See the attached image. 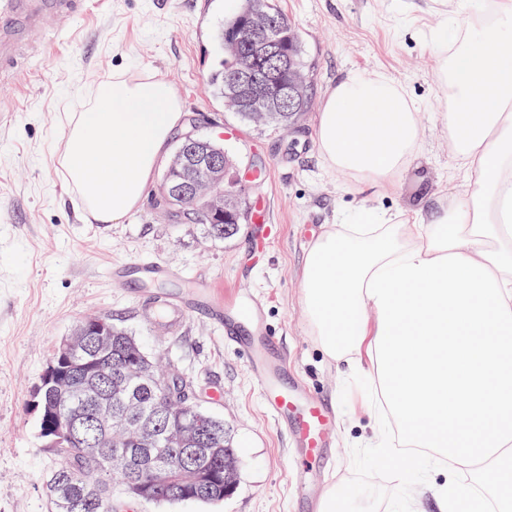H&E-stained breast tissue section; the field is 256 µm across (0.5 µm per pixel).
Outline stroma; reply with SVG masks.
I'll list each match as a JSON object with an SVG mask.
<instances>
[{
  "label": "stroma",
  "mask_w": 512,
  "mask_h": 512,
  "mask_svg": "<svg viewBox=\"0 0 512 512\" xmlns=\"http://www.w3.org/2000/svg\"><path fill=\"white\" fill-rule=\"evenodd\" d=\"M295 24L313 71L308 112L288 130L239 123L213 97L212 74L224 53L215 33L224 0H88L65 31L47 20V35L16 70L0 74V512H51L47 476L54 464L41 436L37 387L52 351L85 315L112 319L145 351L193 381L196 403L223 419L239 455V484L220 503L130 504L128 512H313L310 494L348 485V512H441L433 494L443 476L428 460L422 477L379 462V437L395 426L373 412L360 371L341 372L313 336L303 306L301 266L325 225L360 200L419 208L454 183L448 131L440 114L445 92L434 68L431 34L476 16L483 0H274ZM147 72L178 91L196 134L223 143L245 172L247 206L264 201L280 234L256 260L248 245L254 224L222 242L158 207L161 174L142 203L119 224L94 222L58 166L68 113L112 75ZM384 73L419 106L418 154L391 181L365 192L327 169L315 130L328 89L349 73ZM152 256L187 274L178 281H141L124 288L107 277L112 262ZM208 278L219 298L259 296L271 333L288 354L292 374L310 395L336 411L334 467L301 471L286 438L272 424L244 359L224 345L208 317L179 332L146 322L142 299L174 294Z\"/></svg>",
  "instance_id": "35a3bbf8"
}]
</instances>
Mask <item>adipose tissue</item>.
I'll list each match as a JSON object with an SVG mask.
<instances>
[{
  "mask_svg": "<svg viewBox=\"0 0 512 512\" xmlns=\"http://www.w3.org/2000/svg\"><path fill=\"white\" fill-rule=\"evenodd\" d=\"M512 0L487 20L432 33L443 122L464 188L419 209L358 205L307 250L308 325L326 355L367 372L410 452L442 461L444 512H478L458 474L490 481L512 512ZM164 79L113 76L70 113L63 172L93 221L117 224L141 201L183 124ZM419 114L384 73L348 74L316 127L325 165L354 186L393 178L415 159Z\"/></svg>",
  "mask_w": 512,
  "mask_h": 512,
  "instance_id": "adipose-tissue-1",
  "label": "adipose tissue"
}]
</instances>
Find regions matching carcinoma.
Masks as SVG:
<instances>
[{
  "label": "carcinoma",
  "instance_id": "obj_1",
  "mask_svg": "<svg viewBox=\"0 0 512 512\" xmlns=\"http://www.w3.org/2000/svg\"><path fill=\"white\" fill-rule=\"evenodd\" d=\"M263 9L275 18L271 35L290 54L292 74L305 79L310 84L309 64L302 41L295 25L288 15L278 10L272 0H262ZM253 8V0H242V7L233 18L222 23L216 38L224 50L221 69L211 78V87L216 98L224 102L236 118L253 126H278L288 128L306 111L309 97L303 96L300 111L288 116H266L257 118L253 113L258 108L249 106L236 109L228 102V79L238 67L240 58L245 56L253 69L263 71L267 64L258 55H251L244 46L234 42V30ZM195 179L206 181L212 188L209 200H194L187 195L169 196V208L177 211L186 210L191 223L198 224L204 238L212 242H221L238 235L245 223L244 213L235 206L230 210L232 223H214L213 214L224 207V199L233 196L235 190L218 178V174L207 167L192 166L186 157H173L163 175V191L169 186H184ZM107 332L112 336V349L106 355L91 347L81 353L79 363L87 371H100V375L79 382L81 390L69 391L62 382L69 379L64 374L54 382L47 384L42 397L58 404L61 412L75 417L78 421V437L66 442L52 451L57 465L47 483L48 497L54 512H119L118 495L123 493L125 485L132 479L145 477L155 465L175 468L179 464L176 446L168 438V430L176 423L203 429L199 447L216 448L218 452L210 453L199 460L202 471L215 479L216 488L201 495H189L185 498L176 496L158 487L148 493L145 502L156 504L163 500L165 504L189 501L216 503L224 500L221 492L224 475V459H238L229 430L224 420L211 414H198L192 408L170 400L158 388V383L173 377L171 373L160 372L148 355H143L142 374L124 381L120 385V395L112 390V378L119 367L124 348L138 340L127 331L112 325V320L105 319ZM109 409L119 420L130 419L152 432L153 447L141 448L137 444H127L126 455L128 467H112V431L105 432L96 428L94 416L100 409Z\"/></svg>",
  "mask_w": 512,
  "mask_h": 512
}]
</instances>
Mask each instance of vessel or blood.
Returning <instances> with one entry per match:
<instances>
[{"mask_svg":"<svg viewBox=\"0 0 512 512\" xmlns=\"http://www.w3.org/2000/svg\"><path fill=\"white\" fill-rule=\"evenodd\" d=\"M81 0H0V66L12 62L15 48L29 31L52 15L70 19L80 12ZM147 280L181 279L172 265L142 257L135 264ZM148 310H164L173 318L172 330L199 312H207L224 328V341L246 360L247 370L275 427L288 435L294 447L320 458L333 445L336 413L328 402L309 398L302 385L288 375V357L274 336L260 326L261 304L224 301L216 296L212 281L197 280L189 292L150 299Z\"/></svg>","mask_w":512,"mask_h":512,"instance_id":"b4317fda","label":"vessel or blood"}]
</instances>
